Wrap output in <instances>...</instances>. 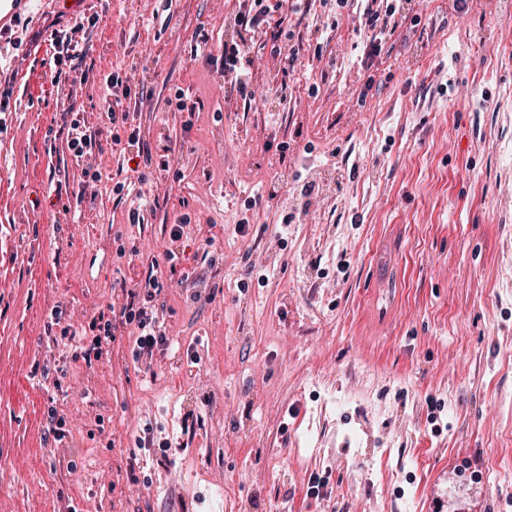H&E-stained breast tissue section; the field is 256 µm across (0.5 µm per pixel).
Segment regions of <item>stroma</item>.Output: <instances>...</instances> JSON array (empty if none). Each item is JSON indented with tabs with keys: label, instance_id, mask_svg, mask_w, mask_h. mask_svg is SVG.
Segmentation results:
<instances>
[{
	"label": "stroma",
	"instance_id": "1",
	"mask_svg": "<svg viewBox=\"0 0 512 512\" xmlns=\"http://www.w3.org/2000/svg\"><path fill=\"white\" fill-rule=\"evenodd\" d=\"M255 8L33 0L0 31V512H512V0H401L372 57L355 6L282 0L246 100ZM152 273L171 347L74 359L61 327ZM247 54L248 46L245 39H242L241 44L235 43L230 47L224 46V73L233 74L235 84H237L242 97L250 100L254 95L250 87V72L247 68L241 67V60L243 59H246L248 65L251 63Z\"/></svg>",
	"mask_w": 512,
	"mask_h": 512
}]
</instances>
